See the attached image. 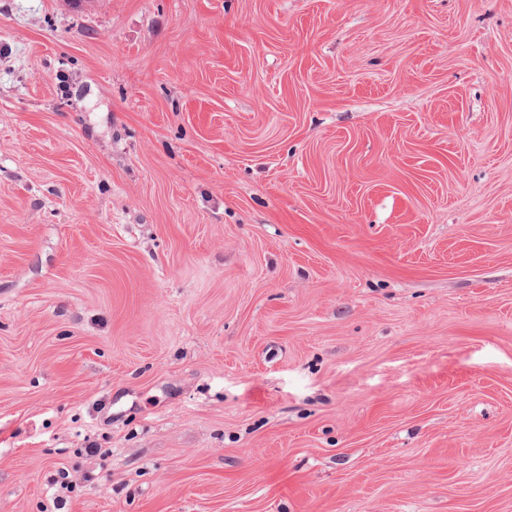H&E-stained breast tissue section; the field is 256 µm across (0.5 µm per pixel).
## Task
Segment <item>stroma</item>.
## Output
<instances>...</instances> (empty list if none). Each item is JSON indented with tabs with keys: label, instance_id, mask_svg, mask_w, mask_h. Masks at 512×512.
<instances>
[{
	"label": "stroma",
	"instance_id": "1",
	"mask_svg": "<svg viewBox=\"0 0 512 512\" xmlns=\"http://www.w3.org/2000/svg\"><path fill=\"white\" fill-rule=\"evenodd\" d=\"M0 512H512V0H0Z\"/></svg>",
	"mask_w": 512,
	"mask_h": 512
}]
</instances>
